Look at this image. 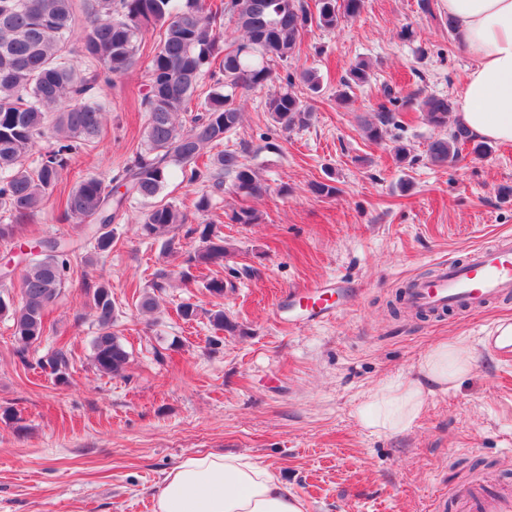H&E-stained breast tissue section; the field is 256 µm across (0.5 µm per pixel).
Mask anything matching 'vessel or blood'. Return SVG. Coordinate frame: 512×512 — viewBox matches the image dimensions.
<instances>
[{"label":"vessel or blood","instance_id":"b4317fda","mask_svg":"<svg viewBox=\"0 0 512 512\" xmlns=\"http://www.w3.org/2000/svg\"><path fill=\"white\" fill-rule=\"evenodd\" d=\"M333 284L317 282L289 290L284 309L300 307L303 319L321 322L340 310ZM512 298V235H503L470 251L465 259L448 258L434 274L413 280L404 302L409 310L442 314L449 310L481 312ZM457 512H512V485L471 479L454 491Z\"/></svg>","mask_w":512,"mask_h":512}]
</instances>
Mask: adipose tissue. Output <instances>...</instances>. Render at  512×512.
I'll list each match as a JSON object with an SVG mask.
<instances>
[{
    "label": "adipose tissue",
    "instance_id": "ef3b65f1",
    "mask_svg": "<svg viewBox=\"0 0 512 512\" xmlns=\"http://www.w3.org/2000/svg\"><path fill=\"white\" fill-rule=\"evenodd\" d=\"M474 65L457 96L458 120L477 138L512 144V0H444ZM477 359L456 340L432 346L412 376L371 390L358 408L373 433L398 434L424 415L433 387L448 389ZM155 512H307L272 468L236 454L186 456L164 478Z\"/></svg>",
    "mask_w": 512,
    "mask_h": 512
}]
</instances>
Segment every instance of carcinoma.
<instances>
[{
	"label": "carcinoma",
	"instance_id": "cac0c4a2",
	"mask_svg": "<svg viewBox=\"0 0 512 512\" xmlns=\"http://www.w3.org/2000/svg\"><path fill=\"white\" fill-rule=\"evenodd\" d=\"M366 0H317L312 13L304 0H225L214 9L205 0H0V210L16 219L34 212L57 189L71 157L82 152L103 130L104 112L93 99L94 89L124 75L137 60L139 38L150 28L162 37L150 61V79L141 105L148 114L146 148L116 173L80 180L64 200V214L86 226L90 252L85 262L112 249L109 227L133 201L154 198L171 169L178 167L191 183L203 177L197 160L237 129L242 112L222 88L243 93L273 88L265 107L282 131L304 127L312 118L309 95L321 91L311 70H288V61L312 28L334 30L363 12ZM232 25L241 37L224 44L223 28ZM285 73L276 71V66ZM216 79L218 89L183 124L199 80ZM369 64H353L336 89V101H351L354 89L366 83ZM428 123L448 126L453 101L430 94L421 102ZM395 124V114L382 103L377 121L362 125L365 137L383 139V128ZM51 135L54 146L40 154L35 169L26 158L37 140ZM486 155L491 147L475 141L462 124L448 136L430 142L427 159L446 168L462 147ZM213 172L231 178L229 191L241 198H260L268 187L235 151L211 158ZM233 224L259 223L252 207L232 211ZM185 223L173 205H155L139 222L142 236L175 244V230ZM201 245L177 273L184 284L195 281L193 270L222 265L230 255L224 236L212 224L199 231ZM40 254L25 265L20 302L0 293V316L13 321L15 353L22 363L45 333V311L59 297L71 270L69 249L60 239L41 242ZM98 335L93 341L94 366L102 374L121 375L129 353L114 331L117 315L112 289L98 282L92 291ZM217 331L238 330L224 310L206 311ZM58 382H66L70 358L58 347L37 362Z\"/></svg>",
	"mask_w": 512,
	"mask_h": 512
}]
</instances>
